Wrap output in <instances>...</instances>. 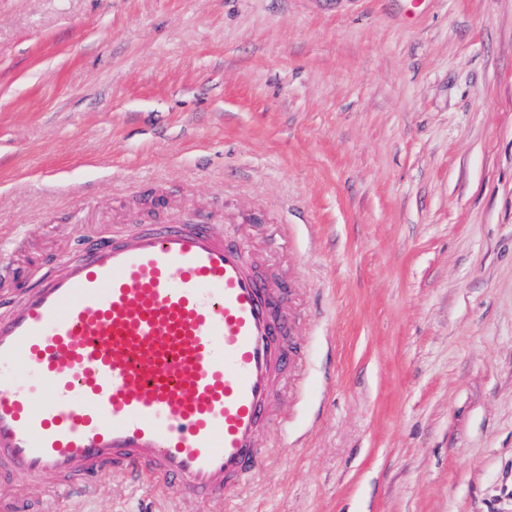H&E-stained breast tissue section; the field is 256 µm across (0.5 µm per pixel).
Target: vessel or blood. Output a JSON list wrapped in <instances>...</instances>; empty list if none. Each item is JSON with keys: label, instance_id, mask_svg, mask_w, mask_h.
I'll use <instances>...</instances> for the list:
<instances>
[{"label": "vessel or blood", "instance_id": "vessel-or-blood-1", "mask_svg": "<svg viewBox=\"0 0 512 512\" xmlns=\"http://www.w3.org/2000/svg\"><path fill=\"white\" fill-rule=\"evenodd\" d=\"M211 225L97 243L0 316V477L86 498L95 478L230 499L288 362L286 297Z\"/></svg>", "mask_w": 512, "mask_h": 512}]
</instances>
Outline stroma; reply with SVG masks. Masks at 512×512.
<instances>
[{"mask_svg":"<svg viewBox=\"0 0 512 512\" xmlns=\"http://www.w3.org/2000/svg\"><path fill=\"white\" fill-rule=\"evenodd\" d=\"M195 216L304 347L223 512H512V0H0V314Z\"/></svg>","mask_w":512,"mask_h":512,"instance_id":"obj_1","label":"stroma"}]
</instances>
